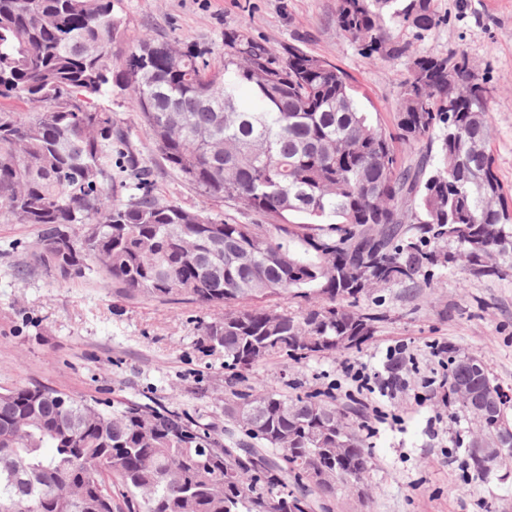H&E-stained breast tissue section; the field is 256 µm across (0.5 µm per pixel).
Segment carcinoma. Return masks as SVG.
Listing matches in <instances>:
<instances>
[{"label":"carcinoma","instance_id":"cac0c4a2","mask_svg":"<svg viewBox=\"0 0 512 512\" xmlns=\"http://www.w3.org/2000/svg\"><path fill=\"white\" fill-rule=\"evenodd\" d=\"M115 0H0V223L32 224L30 266L58 278L96 274L131 299L189 301L214 311L201 342L224 352V415L259 399L262 444L236 455L223 435L156 402L75 398L41 384L0 392V512H312L311 496L365 477L362 435L342 420L345 461L326 457L328 481H300L321 393L239 390L241 371L272 357L307 358L290 336H353L377 317L352 268L383 285L448 266L442 242L473 257L476 277L512 270V214L490 152L486 85L463 53L420 56L398 99V137L358 103V90L326 59L290 47L226 44L224 61L166 39L127 37ZM439 22L433 0H338L336 23L369 51L399 57L387 26L421 37ZM129 90L168 167L199 189L186 208L154 194L152 174L104 101ZM23 103L20 111L14 104ZM427 138L435 155L410 163L394 140ZM127 180H112V159ZM242 202L250 223L214 216L211 201ZM276 220L277 235L262 231ZM302 298V313L268 307ZM281 452L279 460L270 459Z\"/></svg>","mask_w":512,"mask_h":512}]
</instances>
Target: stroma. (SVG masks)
Segmentation results:
<instances>
[{
	"mask_svg": "<svg viewBox=\"0 0 512 512\" xmlns=\"http://www.w3.org/2000/svg\"><path fill=\"white\" fill-rule=\"evenodd\" d=\"M337 0H119L127 34L200 44L212 63L224 59L228 40L259 42L276 56L286 47L326 58L342 68L388 132L396 130L397 102L414 55L463 51L492 94L488 100V150L494 170L512 198V0H434L440 24L423 39L394 26L386 38L409 45V55L365 53L336 24ZM113 117L155 172V192L183 206L196 205L198 190L164 164L128 93L113 89ZM37 227L0 224V390L41 383L75 396L109 403L155 400L190 412L217 428L224 415V354L202 346L197 320L210 311L194 304L128 300L99 279L69 281L31 271L17 284ZM377 318L360 348L292 360L273 358L245 372V386L288 395H335L347 422L367 435L371 456L367 493L339 490L330 512H512V457L479 475L467 453L479 422L449 399L440 385L447 360L434 357L432 341L457 355L485 358L506 396L512 421V274L477 278L457 267L439 268L434 279L369 289L358 303ZM404 346L395 362L388 348ZM363 365L394 379V394L348 397L341 367Z\"/></svg>",
	"mask_w": 512,
	"mask_h": 512,
	"instance_id": "35a3bbf8",
	"label": "stroma"
}]
</instances>
